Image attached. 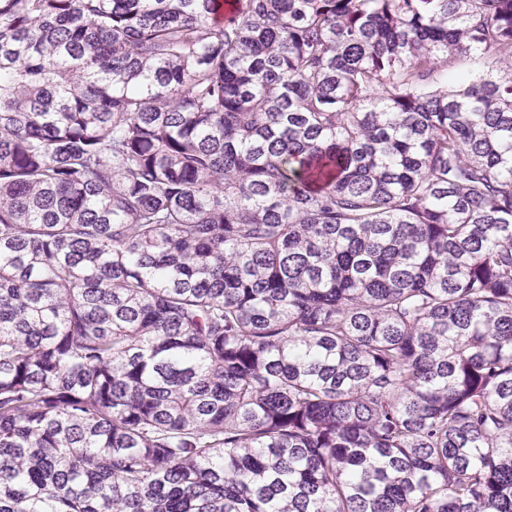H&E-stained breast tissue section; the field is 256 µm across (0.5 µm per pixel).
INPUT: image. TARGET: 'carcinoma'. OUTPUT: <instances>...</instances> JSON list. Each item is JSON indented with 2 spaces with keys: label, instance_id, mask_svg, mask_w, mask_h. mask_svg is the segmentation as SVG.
I'll use <instances>...</instances> for the list:
<instances>
[{
  "label": "carcinoma",
  "instance_id": "carcinoma-1",
  "mask_svg": "<svg viewBox=\"0 0 512 512\" xmlns=\"http://www.w3.org/2000/svg\"><path fill=\"white\" fill-rule=\"evenodd\" d=\"M0 512H512V0H0Z\"/></svg>",
  "mask_w": 512,
  "mask_h": 512
}]
</instances>
